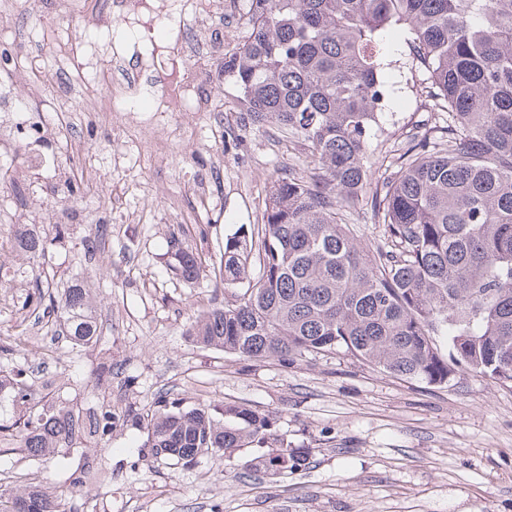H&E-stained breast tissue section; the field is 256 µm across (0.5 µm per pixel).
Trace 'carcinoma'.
<instances>
[{
	"mask_svg": "<svg viewBox=\"0 0 512 512\" xmlns=\"http://www.w3.org/2000/svg\"><path fill=\"white\" fill-rule=\"evenodd\" d=\"M250 35L224 56L253 124L272 123L310 148L314 172L277 181L256 239L224 241L219 278L232 302L189 317L186 335L204 346L284 364L341 352L430 386L457 370L512 386V0H249ZM396 27L410 34V56L428 80L427 97L448 112V144L419 143L371 200L386 243L361 246L342 212L358 205L371 181L368 150L392 91L374 44ZM20 249L41 256L47 240L25 232ZM257 251L260 275L249 257ZM186 280L198 257L175 252ZM59 313L77 346L97 341L94 307L76 281ZM445 344L442 353L437 342ZM25 413L36 389L18 384ZM112 411L49 406L18 426L20 447L39 458L103 437ZM158 460L222 461L242 448L265 471H297L307 457L248 406L163 405L148 425ZM88 461L74 484H94ZM9 510L59 512L41 490L0 492Z\"/></svg>",
	"mask_w": 512,
	"mask_h": 512,
	"instance_id": "obj_1",
	"label": "carcinoma"
}]
</instances>
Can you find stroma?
<instances>
[{"mask_svg": "<svg viewBox=\"0 0 512 512\" xmlns=\"http://www.w3.org/2000/svg\"><path fill=\"white\" fill-rule=\"evenodd\" d=\"M56 0H13L12 26L31 28L25 52L55 36L131 42L135 34L109 17L87 29ZM406 31L384 34L392 87L368 163L394 170L412 138L439 145L449 118L425 93ZM232 87L216 92L210 112L159 114L162 148L145 141L125 103L96 122L73 116V131L55 126L36 162L22 146L0 149L15 184L0 183V375L35 385L40 403L83 411L111 406L103 439L66 458L31 459L18 446V410L0 399V489L36 485L61 512H512V388L470 372L429 386L340 353L291 365L254 360L197 344L185 334L188 314L224 301L216 279L226 237L260 224L273 183L310 172L301 138L264 124L242 123ZM60 215L36 230L53 240L36 259L14 242L30 208ZM107 225L102 245L85 239ZM192 248L198 279L177 272V248ZM82 281L98 318L95 344L61 336L43 294L61 297ZM245 404L276 416L304 469L270 477L245 448L229 461L192 466L153 458L147 415L160 399ZM101 460L107 480L79 489L73 474Z\"/></svg>", "mask_w": 512, "mask_h": 512, "instance_id": "35a3bbf8", "label": "stroma"}]
</instances>
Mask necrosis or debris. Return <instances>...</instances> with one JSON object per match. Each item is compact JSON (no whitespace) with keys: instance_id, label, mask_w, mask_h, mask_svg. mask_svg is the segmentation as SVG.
<instances>
[{"instance_id":"obj_1","label":"necrosis or debris","mask_w":512,"mask_h":512,"mask_svg":"<svg viewBox=\"0 0 512 512\" xmlns=\"http://www.w3.org/2000/svg\"><path fill=\"white\" fill-rule=\"evenodd\" d=\"M120 20L130 28L150 29V16L160 12L171 15L177 26V35L167 53L157 55L151 66L129 65L119 48L107 44H89L84 49L58 48L47 44L46 53L54 60H68L89 69L97 76L96 83L80 84L65 69L45 74L42 81H34L27 66L15 56L0 55V67L10 70L14 79L9 88L0 93V145H13L17 134L28 121L20 107L34 99H41L52 112H65L79 107L88 115L108 112L114 100L152 95L153 109L164 112L168 98L178 94L186 98L191 111L211 109L210 92L215 77L204 72L194 78L170 81L168 70L171 59L197 56L212 58L220 54L222 33L212 20L223 15V0H113Z\"/></svg>"}]
</instances>
